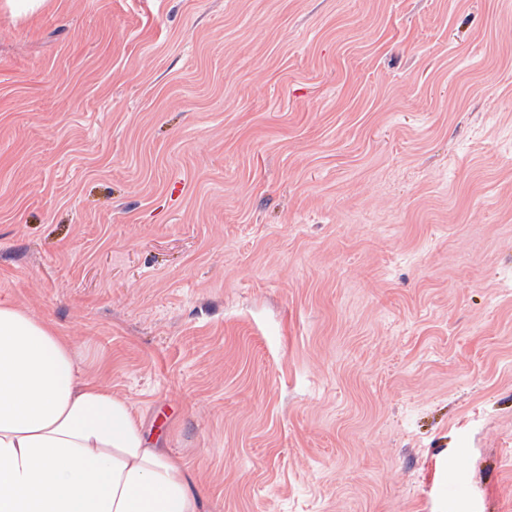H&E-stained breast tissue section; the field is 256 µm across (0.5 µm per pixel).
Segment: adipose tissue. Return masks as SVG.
<instances>
[{
  "instance_id": "adipose-tissue-1",
  "label": "adipose tissue",
  "mask_w": 512,
  "mask_h": 512,
  "mask_svg": "<svg viewBox=\"0 0 512 512\" xmlns=\"http://www.w3.org/2000/svg\"><path fill=\"white\" fill-rule=\"evenodd\" d=\"M0 512H206L130 400L87 375L67 337L0 303Z\"/></svg>"
}]
</instances>
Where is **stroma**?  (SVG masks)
<instances>
[{
    "instance_id": "stroma-1",
    "label": "stroma",
    "mask_w": 512,
    "mask_h": 512,
    "mask_svg": "<svg viewBox=\"0 0 512 512\" xmlns=\"http://www.w3.org/2000/svg\"><path fill=\"white\" fill-rule=\"evenodd\" d=\"M0 302L208 512H512V0H0Z\"/></svg>"
}]
</instances>
